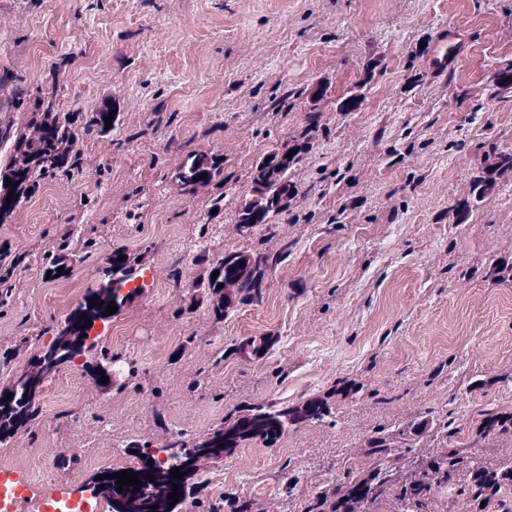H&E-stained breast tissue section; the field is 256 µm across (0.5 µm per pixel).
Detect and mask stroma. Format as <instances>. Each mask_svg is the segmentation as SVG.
Masks as SVG:
<instances>
[{
  "label": "stroma",
  "mask_w": 512,
  "mask_h": 512,
  "mask_svg": "<svg viewBox=\"0 0 512 512\" xmlns=\"http://www.w3.org/2000/svg\"><path fill=\"white\" fill-rule=\"evenodd\" d=\"M0 15V100L19 77L31 96L54 84L58 111L107 99L119 114L110 138L81 135L78 170L42 181L0 224V245L30 256L0 304V349L25 362L21 339L60 324L112 249L145 265L142 294L91 333L132 364L112 383L111 415L83 377L82 408L54 429L37 418L0 457L35 448L51 469L108 423L100 447L135 467L130 441L156 455L246 406L328 393L330 418L249 443L215 489L254 512H302L367 466L369 433L425 415L464 444L482 410H512V282L484 278L512 261V176L471 194L494 152H512V87L495 81L512 62V0H0ZM450 24L457 59L437 73L429 59ZM353 95L359 109L340 111ZM305 141L286 210L240 234L257 163ZM193 153L223 156V181L180 187ZM66 228L98 250L45 279L41 257ZM283 245L261 302L221 319L190 306L200 248ZM260 337L272 340L263 356L236 353ZM350 383L360 392L334 395Z\"/></svg>",
  "instance_id": "1"
}]
</instances>
